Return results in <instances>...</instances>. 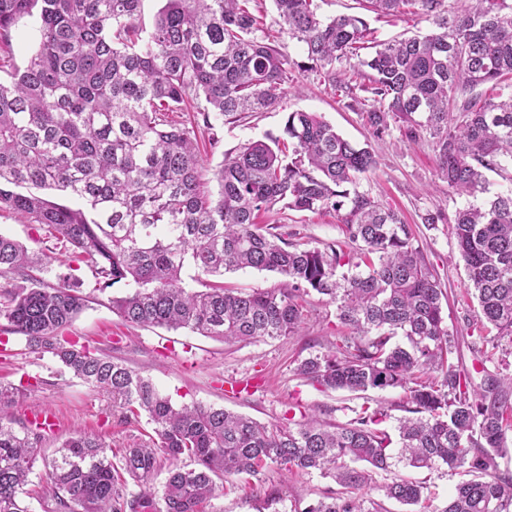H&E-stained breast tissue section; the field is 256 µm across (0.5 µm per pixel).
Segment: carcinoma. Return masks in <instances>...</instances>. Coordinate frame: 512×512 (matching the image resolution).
Returning <instances> with one entry per match:
<instances>
[{"label":"carcinoma","instance_id":"carcinoma-1","mask_svg":"<svg viewBox=\"0 0 512 512\" xmlns=\"http://www.w3.org/2000/svg\"><path fill=\"white\" fill-rule=\"evenodd\" d=\"M143 0H0V43L25 17L38 44L26 64L0 80V209L25 217L46 239L88 266L103 292L127 288L112 309L133 325L186 329L247 343L290 336L315 292L338 302L343 336L301 360L298 376L332 390L401 388L407 415L397 439L376 428L389 408L361 405L344 423L304 414L291 427L201 403L173 405L141 373L61 339L81 313V283L49 285L27 273L41 264L0 235V318L33 351L48 354L106 394L129 418L146 415L149 443L116 464L95 437L77 432L50 456L39 436H21L9 414L17 388L0 383V512H30L37 459L43 512H203L243 477L272 466L287 475L331 473L341 490L294 512H389L387 501L420 512H512V474L497 458L512 443V373L497 356L512 343V192L455 215L451 234L472 284L480 319L467 322L480 364L498 372L476 389L460 364L443 307L445 294L400 214L347 185L372 171L367 147L339 135L314 112H290L284 136L239 147L208 171L195 130L169 114L198 99L203 122L266 112L297 68L319 72L348 93L357 83L372 102L377 136L400 122L411 140L427 131L448 187L468 196L484 171L512 163V0H361L378 15L417 10L432 30L370 43L358 15L325 18L317 0H273L281 32L298 43V62L270 42L257 0H166L144 33ZM349 80L336 82V63ZM486 86L492 94L474 93ZM217 183L218 193L210 184ZM57 191L73 200L59 203ZM355 252L340 244L305 248L257 222L279 203L291 210L339 211ZM365 270L338 274L345 266ZM202 288L185 286V270ZM284 278L272 290L227 288V271ZM398 461L437 472L461 469L446 504L428 508V487L401 477L378 485L374 470ZM186 457L191 465H180ZM169 463L161 502L150 481ZM139 492L129 490V482Z\"/></svg>","mask_w":512,"mask_h":512}]
</instances>
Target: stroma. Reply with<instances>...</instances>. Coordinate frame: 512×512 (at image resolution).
I'll return each instance as SVG.
<instances>
[{
    "mask_svg": "<svg viewBox=\"0 0 512 512\" xmlns=\"http://www.w3.org/2000/svg\"><path fill=\"white\" fill-rule=\"evenodd\" d=\"M366 20L373 39L378 41L428 29L427 22L411 12L398 17L370 13ZM36 47V21L24 18L15 26L10 43L0 44V79H6L10 66H24ZM369 107L364 92L357 90L344 96L322 74L295 69L283 83L279 103L271 111L216 120L208 127L192 107L172 113L171 118L176 124L194 128L203 164L211 170L222 164L225 153L240 145L281 135L288 113L294 111L319 113L344 138L369 144L378 165L350 185L349 191L397 210L409 224L415 245L448 294V330L455 336H464L466 319L479 315L480 308L476 299L464 297L469 281L449 222L470 198L449 188L437 166L435 143L429 133L411 141L405 137L401 124L394 122L383 136H375L366 122ZM429 212L440 213L441 221L432 226L423 224L422 218ZM342 218V213L332 210L294 211L279 204L265 213L260 222L303 247L321 248L329 243L347 244ZM75 275L83 282L87 302L64 331V339L92 353L108 354L141 371L175 404L200 402L223 407L249 415L269 427L287 424L299 409L328 422H344L365 401L389 407L390 416L382 422V429L393 430L402 415V389L373 390L359 397L323 389L294 374L296 360L327 351L339 336L336 304L328 297L310 296L308 317L295 335L227 343L184 329L130 326L113 311L111 303L112 298L124 295V286L99 292L88 268L76 270ZM5 325V320L0 319V381L19 390L10 409L13 427L19 433H40L42 454H52L78 430L100 438L111 452L141 444L151 435L152 427L146 418L124 419L121 410L114 408L107 398L50 356L32 352L25 338L5 332ZM39 412L51 414L54 426L37 430L30 416ZM396 474L426 483L438 506L465 478L459 470L441 474L397 466L390 472L376 471L374 479L382 484ZM270 487L282 492L279 512H290L292 504L305 506L316 502L335 492L337 484L329 475L315 472L289 477L271 467L260 480L237 481L223 495L208 502L206 512H257L264 489Z\"/></svg>",
    "mask_w": 512,
    "mask_h": 512,
    "instance_id": "stroma-1",
    "label": "stroma"
}]
</instances>
